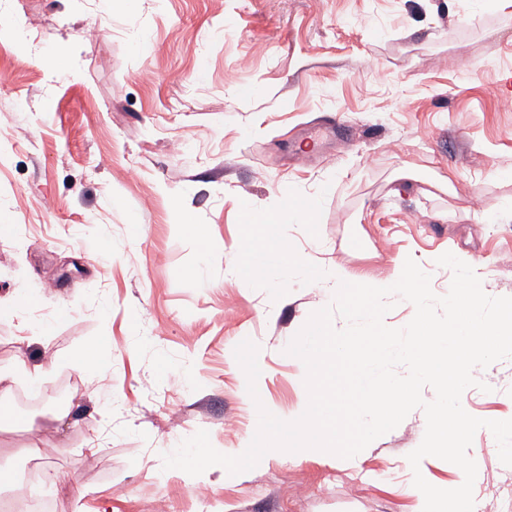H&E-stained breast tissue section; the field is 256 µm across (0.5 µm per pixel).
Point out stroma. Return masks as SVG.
I'll list each match as a JSON object with an SVG mask.
<instances>
[{"mask_svg": "<svg viewBox=\"0 0 512 512\" xmlns=\"http://www.w3.org/2000/svg\"><path fill=\"white\" fill-rule=\"evenodd\" d=\"M505 99L504 0H114L108 13L100 0H0V299H37L0 317V372L59 362L38 395L15 386L24 419L0 427V467L23 470L38 451L37 481L12 493L61 492L59 512H143L159 497L179 512H419L406 466L419 408L357 467L271 451L246 472L192 476L163 457L200 430L238 454L257 405L291 420L304 402L305 366L285 348L330 298L295 279L275 300L233 272L242 203L322 197L317 236L286 230L319 267L384 281L410 257L442 296L449 252L487 295L512 296ZM331 116L343 139L325 136ZM302 150L309 166L292 162ZM246 339L259 348L254 398L234 356ZM93 344L107 364L75 368ZM473 375L483 386L463 393L465 411L512 419V358ZM494 443L476 432L477 475L512 503Z\"/></svg>", "mask_w": 512, "mask_h": 512, "instance_id": "obj_1", "label": "stroma"}]
</instances>
